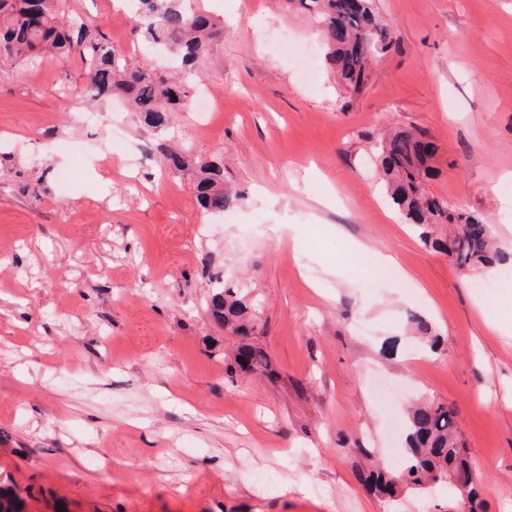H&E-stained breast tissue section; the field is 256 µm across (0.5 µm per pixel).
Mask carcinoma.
I'll return each instance as SVG.
<instances>
[{"mask_svg": "<svg viewBox=\"0 0 512 512\" xmlns=\"http://www.w3.org/2000/svg\"><path fill=\"white\" fill-rule=\"evenodd\" d=\"M210 0H137L132 18L146 48L176 60L170 73L136 65L112 48L101 27H91L75 14L70 0H0V64L27 63L42 55L66 62L80 58L86 66L83 87L90 101L117 97L143 117L155 131L170 123V113L191 107L192 80L222 32ZM288 13L314 20L327 47L326 60L342 87L360 93L370 77V64L397 48L388 24L373 9V0H278ZM376 176L404 223L419 229L420 240L435 252L451 256L466 272L488 269L507 260L495 245L492 227L457 209L448 200L426 192L424 183L436 176L431 165L438 146L417 126L397 127L373 147ZM197 202L213 213L238 206L243 196L224 187V167L205 162L194 183ZM213 315L224 330L247 338L256 330V311L231 288H220L211 300ZM420 338L435 348L431 324L412 319ZM242 370L266 366L263 352L240 346L233 365ZM471 471L457 437L455 413L445 403L423 399L408 409L401 479L371 471L362 477L368 488L394 496L397 485L417 489L448 483L451 472Z\"/></svg>", "mask_w": 512, "mask_h": 512, "instance_id": "obj_1", "label": "carcinoma"}]
</instances>
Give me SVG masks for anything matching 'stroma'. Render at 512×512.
<instances>
[{
  "label": "stroma",
  "mask_w": 512,
  "mask_h": 512,
  "mask_svg": "<svg viewBox=\"0 0 512 512\" xmlns=\"http://www.w3.org/2000/svg\"><path fill=\"white\" fill-rule=\"evenodd\" d=\"M375 5L399 47L353 95L306 16L212 0L224 31L196 77L217 100L202 128L191 109L159 134L118 102L88 126L80 59L0 67V491L25 512H431L460 493L361 481L393 470L420 395L456 413L478 512H512V288L475 286L512 262L473 277L426 248L369 160L384 128H422L428 190L512 251V0ZM72 6L155 66L126 7ZM108 123L128 150L104 162ZM172 143L185 171L163 165ZM211 161L245 195L225 216L194 195ZM380 254L396 259L385 281ZM222 282L256 306L262 369L225 370L241 340L208 309ZM414 314L440 349L414 339ZM368 488L382 493L386 496H394L398 481L396 477L384 471H371L362 477Z\"/></svg>",
  "instance_id": "obj_1"
}]
</instances>
